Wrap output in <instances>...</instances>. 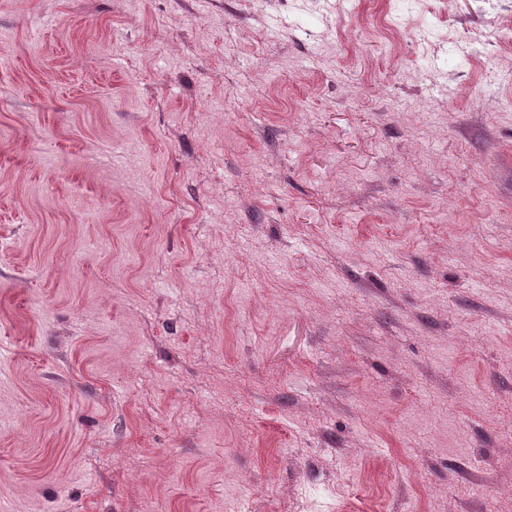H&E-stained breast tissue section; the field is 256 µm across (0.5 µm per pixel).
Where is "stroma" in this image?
<instances>
[{"label": "stroma", "instance_id": "35a3bbf8", "mask_svg": "<svg viewBox=\"0 0 512 512\" xmlns=\"http://www.w3.org/2000/svg\"><path fill=\"white\" fill-rule=\"evenodd\" d=\"M512 0H0L6 512H512Z\"/></svg>", "mask_w": 512, "mask_h": 512}]
</instances>
